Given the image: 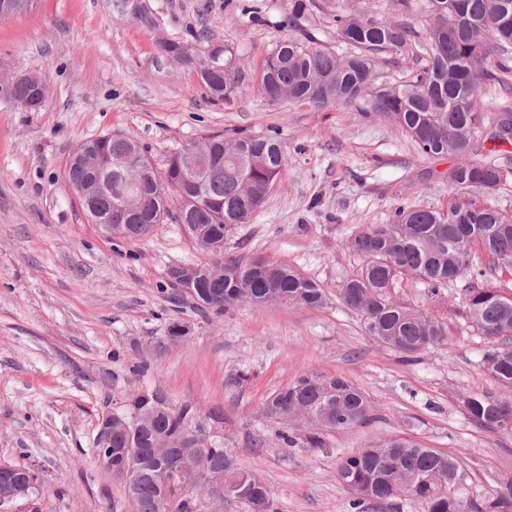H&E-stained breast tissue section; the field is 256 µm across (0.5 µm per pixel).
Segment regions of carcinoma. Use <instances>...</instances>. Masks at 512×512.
<instances>
[{
  "label": "carcinoma",
  "instance_id": "carcinoma-1",
  "mask_svg": "<svg viewBox=\"0 0 512 512\" xmlns=\"http://www.w3.org/2000/svg\"><path fill=\"white\" fill-rule=\"evenodd\" d=\"M396 18L360 5V0H338L327 10L315 0H289L280 27L287 37L263 61L253 77L236 59L233 47L223 46L215 60L214 43L204 32L193 33L191 43L163 40V57H173L197 74L210 99L225 100L249 81L257 80L266 103L275 107L303 102L321 109L332 105L355 106L382 117L417 147L426 158L453 156L449 183L483 194L512 177L508 170L478 158L482 142L512 143V0H392ZM427 17L426 37L420 38L413 21L415 11ZM325 14L345 54L319 44L315 12ZM145 28L156 26L147 0L128 16ZM420 47L422 65L394 81L379 79L381 56L405 57ZM499 90L504 105L496 118L485 123L480 104L486 87ZM39 91L24 80L0 83V102L20 107ZM204 158L207 175L198 179L180 167L181 151L169 156L163 172H153L148 150L132 135L103 141L84 163L67 167L71 185L88 190L83 209L106 224L112 202H127L128 239L147 234L145 228L167 219L199 224L210 238L223 241L240 224H247L265 203L281 177L285 160L275 137L211 134L194 143ZM109 171L112 192L101 193L92 184L95 169ZM196 246L219 267L220 277L192 281L197 294L195 312L207 323L240 304L257 301L323 309L329 297L316 281L286 263L255 255L247 260L224 258L208 246ZM362 259L360 268L339 289L338 298L357 313L369 336L411 358L435 346H445L452 335L448 310L440 306L448 285L471 280L463 294L470 325L491 339L483 354L487 372L512 388V296L500 283L512 280V216L495 205L464 200L441 212L399 207L389 224H367L345 241ZM402 276L428 286L435 306L414 309L394 295ZM468 417L480 428L512 434V399L474 392L460 399ZM151 407L148 393L132 395L117 407L121 419L112 422V447L140 449L136 465L139 494L136 512H201L199 493L210 494L211 472H224V487L241 491L239 502L249 512H278L272 491L254 470L239 466L224 441L206 443L188 430L200 422H220L222 412L203 411L191 403L174 405L152 423L144 420ZM373 406L364 392L342 377L309 370L281 388L262 404L265 418L285 422L278 433L287 448H321L325 434L345 431L371 417ZM169 445L168 455L195 456L194 467L170 484L165 493L156 487L155 445ZM340 481L356 483L351 508L367 502L385 504L406 494L424 512H512V475L496 478L490 497L471 504L442 489L461 483L466 472L459 457L424 448L415 440L392 436L344 457L337 467Z\"/></svg>",
  "mask_w": 512,
  "mask_h": 512
}]
</instances>
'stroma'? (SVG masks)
Here are the masks:
<instances>
[{
    "label": "stroma",
    "instance_id": "35a3bbf8",
    "mask_svg": "<svg viewBox=\"0 0 512 512\" xmlns=\"http://www.w3.org/2000/svg\"><path fill=\"white\" fill-rule=\"evenodd\" d=\"M149 5L152 29L108 0H36L0 19V74L48 84L39 111L0 104V464H33L44 477L41 497L0 512H133L92 442L103 411L153 390L220 409L225 447L259 471L280 512H352L340 459L395 435L459 456L467 478L456 494L489 497L496 477L512 473V435L478 428L459 402L470 391L506 393L482 365L487 338L462 313L467 279L448 288V344L408 360L337 300L321 310L242 306L202 324L189 303L169 300L168 268L203 258L180 225L122 240L87 222L65 171L88 139L136 136L161 170L171 151L209 133L271 135L285 170L225 253L288 263L333 293L362 264L345 246L350 234L389 223L402 205L445 211L467 197L448 182L454 158H424L382 118L352 106L274 110L250 86L214 103L157 48L204 30L258 72L285 34L288 0ZM175 321L190 338L154 352ZM308 370L343 376L373 416L327 434L325 447L287 448L261 406Z\"/></svg>",
    "mask_w": 512,
    "mask_h": 512
}]
</instances>
